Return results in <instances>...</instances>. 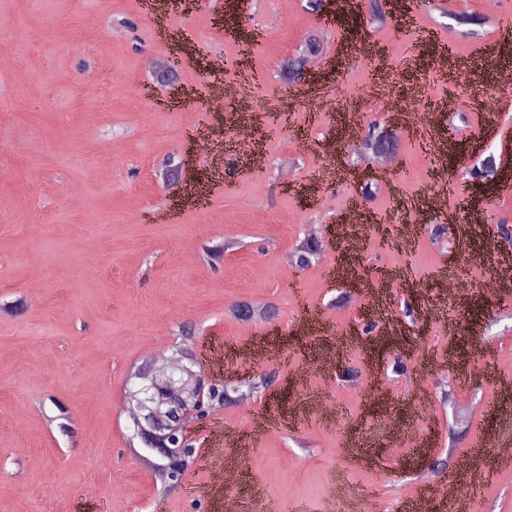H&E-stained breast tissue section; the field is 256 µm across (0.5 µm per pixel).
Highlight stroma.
Instances as JSON below:
<instances>
[{"instance_id": "1", "label": "stroma", "mask_w": 512, "mask_h": 512, "mask_svg": "<svg viewBox=\"0 0 512 512\" xmlns=\"http://www.w3.org/2000/svg\"><path fill=\"white\" fill-rule=\"evenodd\" d=\"M236 37L224 34L225 0H185L167 24L190 46L170 83L148 58L173 46L143 0H0V512H223L204 497L213 426L231 422L224 458L244 471L239 512L263 496L275 512H408L421 476L444 484L459 459L482 465L476 443L512 445V283L486 291L502 218L512 219V90L497 81L512 57L489 53L503 38L512 0H389L385 26L370 6L350 12L327 0L325 23L307 0H240ZM340 53L310 81L288 85L283 60L306 38ZM388 49L369 56L361 44ZM224 61L223 73L209 70ZM258 89L233 99L250 113L225 128L198 109L238 83L241 60ZM423 102L464 101L466 136L430 129L445 147L429 162L399 137V167L363 197L349 130L395 112L423 123ZM500 99L495 117L478 110ZM334 111L319 109L320 97ZM287 112L273 130L254 123ZM216 134L219 162L196 154L193 133ZM256 138L266 154L251 168L231 143ZM495 157L504 176L477 206L481 220L441 248L426 231L447 212L425 197L454 187ZM185 164L164 181L167 159ZM387 228L336 268L335 247L303 269L286 266L310 227L346 236L351 207ZM412 233V250L398 248ZM464 281L437 295L434 276ZM248 301L273 304L265 322L234 319ZM421 313L400 335L366 330L399 320L405 302ZM189 325L193 351L214 380L274 382L231 415L193 422L198 461L164 491L131 454L129 370L172 354ZM222 352L216 370L210 351ZM424 475L403 464L423 449ZM470 512H512V465L474 491Z\"/></svg>"}]
</instances>
